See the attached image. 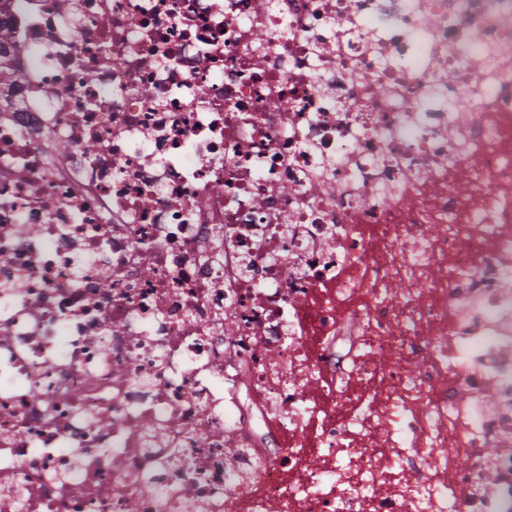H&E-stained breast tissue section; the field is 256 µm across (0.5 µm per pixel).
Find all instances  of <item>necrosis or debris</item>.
<instances>
[{
  "instance_id": "4bbe7bcc",
  "label": "necrosis or debris",
  "mask_w": 512,
  "mask_h": 512,
  "mask_svg": "<svg viewBox=\"0 0 512 512\" xmlns=\"http://www.w3.org/2000/svg\"><path fill=\"white\" fill-rule=\"evenodd\" d=\"M2 67L0 512H512V0H0Z\"/></svg>"
}]
</instances>
